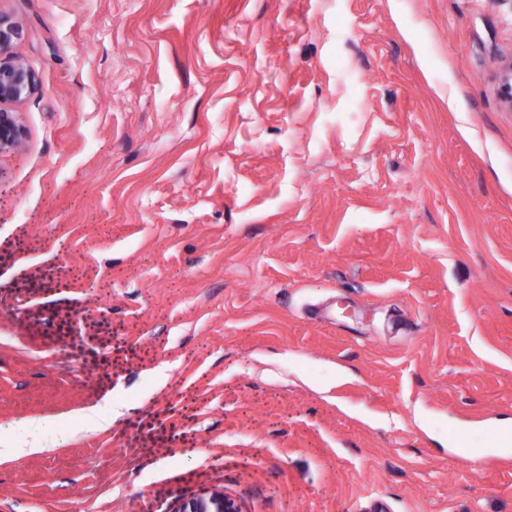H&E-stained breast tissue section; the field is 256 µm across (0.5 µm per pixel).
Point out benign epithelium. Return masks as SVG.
<instances>
[{
  "label": "benign epithelium",
  "mask_w": 512,
  "mask_h": 512,
  "mask_svg": "<svg viewBox=\"0 0 512 512\" xmlns=\"http://www.w3.org/2000/svg\"><path fill=\"white\" fill-rule=\"evenodd\" d=\"M19 35V28L0 16V153L17 149L24 136V129L15 113L3 105L21 102L36 89L32 72L9 56V49ZM495 75L504 92V105L512 109V54L497 58ZM176 512H239V508L224 493L215 491L181 503Z\"/></svg>",
  "instance_id": "obj_1"
}]
</instances>
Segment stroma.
Wrapping results in <instances>:
<instances>
[{"label":"stroma","mask_w":512,"mask_h":512,"mask_svg":"<svg viewBox=\"0 0 512 512\" xmlns=\"http://www.w3.org/2000/svg\"><path fill=\"white\" fill-rule=\"evenodd\" d=\"M0 15V512H512V0ZM19 35V28L0 16V153L17 149L24 136L15 113L2 108V104L21 102L36 89L32 72L9 56V49ZM495 75L504 92V105L512 109V54L497 58ZM48 424L39 419H32L27 423V433L30 438L27 448H19L15 442L8 438H0V460L16 459L23 455L41 451L40 438ZM175 512H239V508L223 492L215 491L209 496L181 503Z\"/></svg>","instance_id":"obj_1"}]
</instances>
